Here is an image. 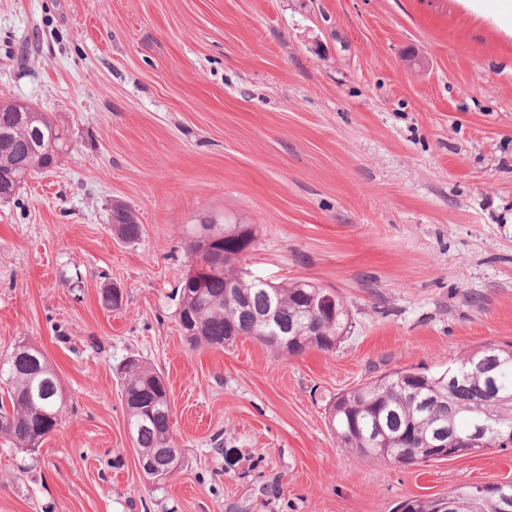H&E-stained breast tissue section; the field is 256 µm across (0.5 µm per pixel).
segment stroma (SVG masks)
I'll return each mask as SVG.
<instances>
[{"instance_id": "obj_1", "label": "stroma", "mask_w": 512, "mask_h": 512, "mask_svg": "<svg viewBox=\"0 0 512 512\" xmlns=\"http://www.w3.org/2000/svg\"><path fill=\"white\" fill-rule=\"evenodd\" d=\"M67 147L0 201V355L66 389L35 450L0 439V512H398L512 482V448L414 466L342 447L339 393L512 341V36L461 0H0V103ZM143 234L112 232L115 205ZM348 307L335 351L182 336L189 224ZM117 284L119 310L100 289ZM165 377L178 472L146 481L118 382Z\"/></svg>"}]
</instances>
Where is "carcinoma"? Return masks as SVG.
Instances as JSON below:
<instances>
[{
	"label": "carcinoma",
	"instance_id": "1",
	"mask_svg": "<svg viewBox=\"0 0 512 512\" xmlns=\"http://www.w3.org/2000/svg\"><path fill=\"white\" fill-rule=\"evenodd\" d=\"M66 144L63 134L42 112H0V183L22 185L58 162ZM212 224L191 225L186 238L191 263L205 261L200 273H187L177 288L178 321L193 346L222 349L240 338H253L275 352L300 355L309 349L336 350L349 324L343 299L335 297L329 311L318 314L313 301L327 289L307 280L275 283L262 290L252 280L239 281L241 301L226 296V278L238 273V263L254 241L250 224H226L216 236ZM112 230L129 243L143 233L133 213L123 205L112 211ZM0 438L17 448H37L55 429L54 413L61 381L45 354L17 355L0 362ZM121 396L127 423L133 428L137 456L176 449L170 461L159 460L161 471L146 473L157 483L167 469L182 465L181 449L173 439L172 406L161 374L136 357L120 369ZM497 433L488 448L505 451L512 438V344H487L465 352L447 370L428 374L399 369L343 392L331 409L337 440L382 464L427 462L422 450L441 437L471 431L485 417ZM512 503V483L472 500L473 512H504ZM404 512H436L434 499L403 503Z\"/></svg>",
	"mask_w": 512,
	"mask_h": 512
}]
</instances>
